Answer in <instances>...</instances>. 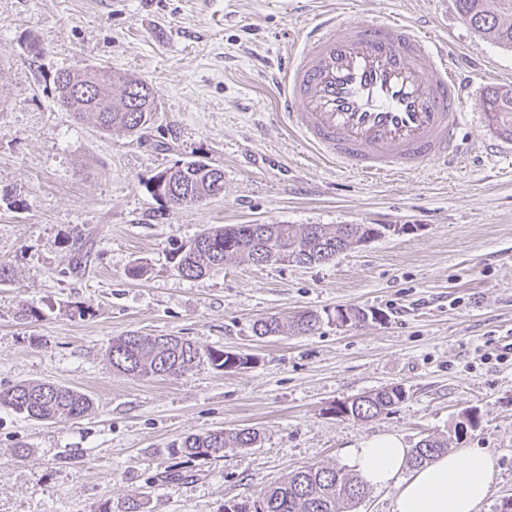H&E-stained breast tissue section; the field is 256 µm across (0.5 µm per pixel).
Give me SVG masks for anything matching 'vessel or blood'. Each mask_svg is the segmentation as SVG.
<instances>
[{
	"label": "vessel or blood",
	"instance_id": "obj_1",
	"mask_svg": "<svg viewBox=\"0 0 512 512\" xmlns=\"http://www.w3.org/2000/svg\"><path fill=\"white\" fill-rule=\"evenodd\" d=\"M453 50L401 18L328 13L276 62V108L319 156L367 177L457 162L466 99Z\"/></svg>",
	"mask_w": 512,
	"mask_h": 512
}]
</instances>
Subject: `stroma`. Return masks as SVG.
Segmentation results:
<instances>
[{
    "label": "stroma",
    "instance_id": "obj_1",
    "mask_svg": "<svg viewBox=\"0 0 512 512\" xmlns=\"http://www.w3.org/2000/svg\"><path fill=\"white\" fill-rule=\"evenodd\" d=\"M425 23L470 80L461 164L366 178L291 134L268 65L322 12ZM41 55L29 53L31 39ZM109 67L157 91L142 138L100 132L55 99L63 69ZM512 86V49L463 24L454 0H0V389L21 381L75 388L93 401L78 420L38 422L0 407V512H220L304 466H346L344 450L396 433L408 446L494 455L479 512L512 498V141L487 119L491 89ZM188 160L224 171V191L175 208L147 182ZM404 225L314 266L236 259L200 279L168 261L173 242L224 224ZM87 257L75 265V246ZM148 263L145 278L129 268ZM35 304L37 320L15 312ZM380 313L336 326L337 307ZM313 310V334L258 338L256 320ZM182 336L253 362L174 377L113 372L111 338ZM405 401L369 421L333 405L379 387ZM475 423L454 426L465 413ZM253 427L254 448L185 462L191 433ZM28 453L14 454L18 445ZM179 468L180 478L154 482Z\"/></svg>",
    "mask_w": 512,
    "mask_h": 512
}]
</instances>
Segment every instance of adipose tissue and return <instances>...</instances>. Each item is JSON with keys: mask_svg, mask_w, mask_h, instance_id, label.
Listing matches in <instances>:
<instances>
[{"mask_svg": "<svg viewBox=\"0 0 512 512\" xmlns=\"http://www.w3.org/2000/svg\"><path fill=\"white\" fill-rule=\"evenodd\" d=\"M346 457L370 488L392 492V512H478L497 466L492 454L462 448L413 468L409 448L392 433L361 440Z\"/></svg>", "mask_w": 512, "mask_h": 512, "instance_id": "1", "label": "adipose tissue"}]
</instances>
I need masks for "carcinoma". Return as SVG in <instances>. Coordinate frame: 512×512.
<instances>
[{
    "mask_svg": "<svg viewBox=\"0 0 512 512\" xmlns=\"http://www.w3.org/2000/svg\"><path fill=\"white\" fill-rule=\"evenodd\" d=\"M456 8L466 25L486 38L512 48V0H456ZM58 106L81 121L88 115L97 128L110 133L122 130L129 135L147 129L156 110L154 88L145 81L126 79L106 68L89 67L81 71L64 69L55 81ZM486 112L499 134L512 139V88L492 89L486 100ZM217 168L188 161L171 176L165 200L180 208L209 200L216 189ZM391 227L374 224H225L204 229L193 239L176 244L171 260L186 278H199L224 262L243 256L257 266L279 262L281 256L293 257L296 266L329 263L342 252L375 232L384 235ZM336 318L350 324L365 323L369 314L356 307L336 309ZM320 323V316L306 312L285 320L261 318L254 323L259 337L275 336L285 329L307 334ZM112 369L136 378L177 375L208 365L230 372L248 367L251 358L217 348H202L181 336H150L132 331L112 340L108 348ZM406 399L400 386L382 387L345 401L341 415L367 421L389 412ZM0 406L31 420H77L92 407V400L81 391L53 383L18 382L0 391ZM260 434L254 428L233 432L222 429L190 434L176 445L177 453L189 461L224 457L226 448H254ZM448 449V441L427 436L412 449L410 462L428 463ZM369 487L354 473L336 466H308L287 474L267 486L257 497L229 501L222 512H237L249 503L254 512H353L368 495Z\"/></svg>",
    "mask_w": 512,
    "mask_h": 512,
    "instance_id": "cac0c4a2",
    "label": "carcinoma"
}]
</instances>
